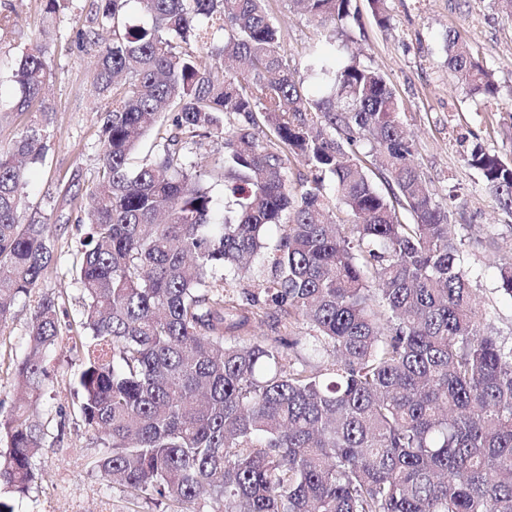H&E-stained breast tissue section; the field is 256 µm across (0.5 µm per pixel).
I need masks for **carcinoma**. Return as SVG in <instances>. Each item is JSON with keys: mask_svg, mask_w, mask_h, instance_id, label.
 Returning <instances> with one entry per match:
<instances>
[{"mask_svg": "<svg viewBox=\"0 0 512 512\" xmlns=\"http://www.w3.org/2000/svg\"><path fill=\"white\" fill-rule=\"evenodd\" d=\"M266 2L93 0L84 38L109 97L74 266L85 304L64 328L58 300H39L19 400L39 395L47 351L67 347L99 448L90 469L180 512H512V339L482 324L464 239L410 163L396 95L337 43L350 0H294L326 31L306 53L313 94ZM131 4L145 22L125 23ZM444 48L470 94L497 95L459 33ZM14 78L13 111L41 119L0 150V326L53 257L48 225L20 218L46 150L39 44ZM143 136L152 156L133 168ZM203 138L217 144L205 171L188 156ZM292 156L311 172L297 198ZM468 164L512 219V165L483 149ZM498 271L512 299V255ZM244 279L257 291H238ZM300 324L315 344L284 333ZM323 351L333 360L314 364ZM44 435L24 411L0 416V488L38 479Z\"/></svg>", "mask_w": 512, "mask_h": 512, "instance_id": "cac0c4a2", "label": "carcinoma"}]
</instances>
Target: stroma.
<instances>
[{
    "label": "stroma",
    "instance_id": "obj_1",
    "mask_svg": "<svg viewBox=\"0 0 512 512\" xmlns=\"http://www.w3.org/2000/svg\"><path fill=\"white\" fill-rule=\"evenodd\" d=\"M93 0H59L47 12L46 0H0V12L17 17L0 31V148L10 146L29 115L14 113L19 96L12 73L20 51L43 45L50 70L48 99L54 109L43 163L31 167L22 206L24 217L52 226L53 260L29 296L15 302L0 328V414L25 407L44 425L45 448L38 460L43 480L15 512H179L166 501L149 506L133 499L88 468L97 449L92 433L73 406L78 365L68 352L50 349V377L37 401L21 404L13 374L26 353L34 308L45 295L57 297L62 321L79 317L84 306L73 274L89 187L100 167V114L107 99L96 81L97 55L81 39ZM388 22L378 25L369 0H351L343 40L359 49L361 62L377 69L401 105L400 121L412 143L410 161L424 178L436 204L467 237V263L484 323L512 336V300L500 289L498 263L512 252V222L497 209L479 172L466 162L475 147L512 161V13L500 0H387ZM284 50L297 77H305L304 53L320 39L313 18L288 0H268ZM459 31L498 86L496 99L472 96L451 75L444 51L448 31Z\"/></svg>",
    "mask_w": 512,
    "mask_h": 512
}]
</instances>
